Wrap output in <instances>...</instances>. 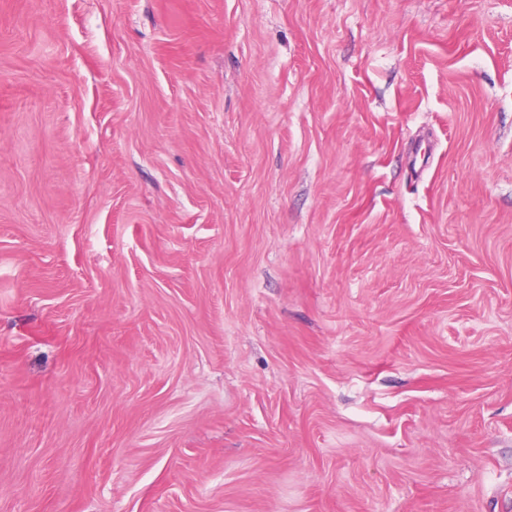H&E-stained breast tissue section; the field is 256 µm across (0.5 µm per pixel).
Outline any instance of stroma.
Returning <instances> with one entry per match:
<instances>
[{
  "instance_id": "1",
  "label": "stroma",
  "mask_w": 512,
  "mask_h": 512,
  "mask_svg": "<svg viewBox=\"0 0 512 512\" xmlns=\"http://www.w3.org/2000/svg\"><path fill=\"white\" fill-rule=\"evenodd\" d=\"M0 512H512V0H0Z\"/></svg>"
}]
</instances>
